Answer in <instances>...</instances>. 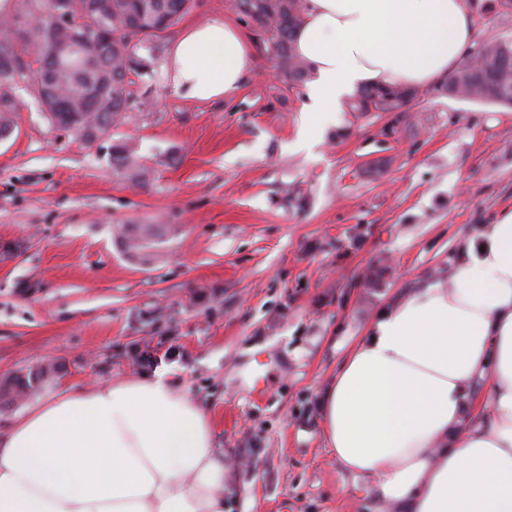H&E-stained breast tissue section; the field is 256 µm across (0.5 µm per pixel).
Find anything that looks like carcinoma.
I'll return each instance as SVG.
<instances>
[{
    "mask_svg": "<svg viewBox=\"0 0 512 512\" xmlns=\"http://www.w3.org/2000/svg\"><path fill=\"white\" fill-rule=\"evenodd\" d=\"M305 0H233V7L260 35L267 37L276 58L279 76L297 84L309 75V67L293 50V36L303 23ZM96 11L85 0H0V17L11 22L0 36V138L13 133L20 103L15 88L31 87L49 123L70 131L92 145L107 136L112 125L138 107L129 90V74L147 72L149 66L136 57L141 43L162 40L164 34L195 5V0H103ZM70 16L82 39L68 43L67 31L57 24L56 13ZM501 43L507 49L488 55L471 69L470 81L457 82L454 70L441 88L450 97L484 103L512 94V40L486 42L490 50ZM417 90L401 85L361 86L349 102L353 112L397 110L416 98ZM112 169L143 184L149 172L128 145L116 143L110 152ZM166 232L162 224H126L118 240L131 256H147V250ZM43 369L26 377L0 382V399L16 390L32 387Z\"/></svg>",
    "mask_w": 512,
    "mask_h": 512,
    "instance_id": "carcinoma-1",
    "label": "carcinoma"
}]
</instances>
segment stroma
<instances>
[{
  "mask_svg": "<svg viewBox=\"0 0 512 512\" xmlns=\"http://www.w3.org/2000/svg\"><path fill=\"white\" fill-rule=\"evenodd\" d=\"M141 47L140 111L87 146L49 125L25 86L0 141V379L55 372L0 405V433L69 388L137 378L153 354L210 415L224 512H387L325 445L323 395L351 346L417 289L447 287L462 247L512 205V107L421 89L395 112L340 106L319 144L294 143L306 83L266 45L237 91L173 95ZM134 148L149 180L112 172ZM161 224L140 260L115 238ZM175 359H165L168 349Z\"/></svg>",
  "mask_w": 512,
  "mask_h": 512,
  "instance_id": "stroma-1",
  "label": "stroma"
}]
</instances>
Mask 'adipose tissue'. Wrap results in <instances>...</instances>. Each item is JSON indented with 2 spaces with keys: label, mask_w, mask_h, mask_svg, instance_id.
I'll use <instances>...</instances> for the list:
<instances>
[{
  "label": "adipose tissue",
  "mask_w": 512,
  "mask_h": 512,
  "mask_svg": "<svg viewBox=\"0 0 512 512\" xmlns=\"http://www.w3.org/2000/svg\"><path fill=\"white\" fill-rule=\"evenodd\" d=\"M472 40L464 0H305L293 47L313 79L298 145L359 86L442 82ZM256 59L240 25L213 19L182 28L164 72L174 95L206 102ZM324 406L337 462L396 512H512V206L448 287L379 315ZM224 476L207 411L162 371L64 392L0 435V512H224Z\"/></svg>",
  "instance_id": "adipose-tissue-1"
}]
</instances>
